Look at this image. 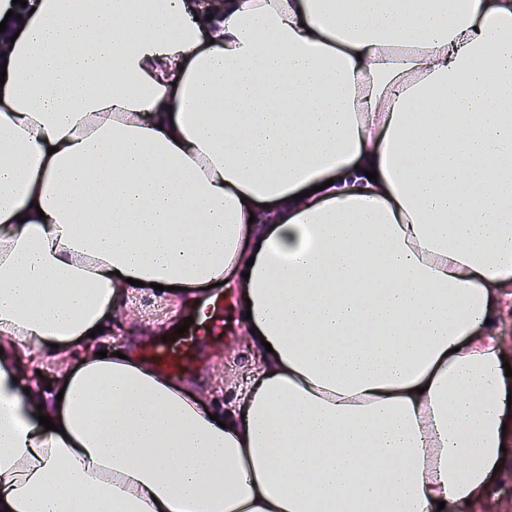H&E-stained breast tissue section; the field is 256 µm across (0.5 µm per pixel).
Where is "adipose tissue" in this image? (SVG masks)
I'll list each match as a JSON object with an SVG mask.
<instances>
[{"mask_svg": "<svg viewBox=\"0 0 512 512\" xmlns=\"http://www.w3.org/2000/svg\"><path fill=\"white\" fill-rule=\"evenodd\" d=\"M11 7L0 512L478 500L505 442L512 0ZM239 278L261 354L222 421L136 355L66 363L137 283L205 327L197 291ZM491 329L496 332L502 341L504 362L512 368V356L508 347L512 344V297L505 295L495 305ZM512 351V345H511Z\"/></svg>", "mask_w": 512, "mask_h": 512, "instance_id": "ef3b65f1", "label": "adipose tissue"}]
</instances>
